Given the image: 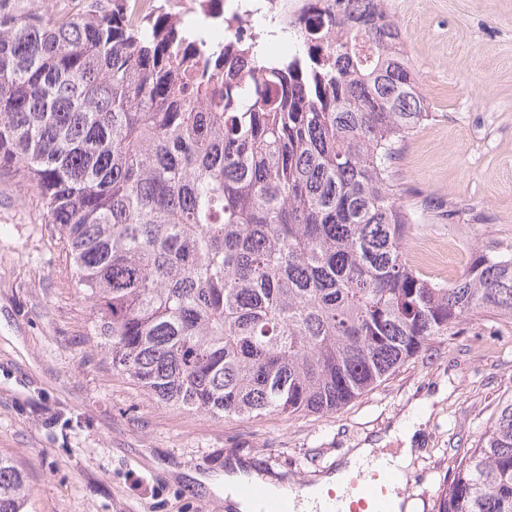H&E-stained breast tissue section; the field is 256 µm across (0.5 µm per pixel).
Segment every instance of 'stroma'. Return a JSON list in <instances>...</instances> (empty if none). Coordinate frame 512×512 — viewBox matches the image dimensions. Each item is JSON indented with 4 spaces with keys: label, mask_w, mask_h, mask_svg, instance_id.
<instances>
[{
    "label": "stroma",
    "mask_w": 512,
    "mask_h": 512,
    "mask_svg": "<svg viewBox=\"0 0 512 512\" xmlns=\"http://www.w3.org/2000/svg\"><path fill=\"white\" fill-rule=\"evenodd\" d=\"M432 118L402 145L395 178L413 191V266L449 284L448 248L512 242V0H390ZM54 225L35 189L0 178V454L23 471L26 512H227L233 459L278 488L312 484L355 448L429 413L404 487L433 512L457 457L512 395V322L475 317L456 336L336 412L213 419L162 407L112 370L88 326Z\"/></svg>",
    "instance_id": "obj_1"
}]
</instances>
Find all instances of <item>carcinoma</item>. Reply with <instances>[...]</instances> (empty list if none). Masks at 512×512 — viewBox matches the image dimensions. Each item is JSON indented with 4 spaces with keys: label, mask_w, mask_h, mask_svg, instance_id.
<instances>
[{
    "label": "carcinoma",
    "mask_w": 512,
    "mask_h": 512,
    "mask_svg": "<svg viewBox=\"0 0 512 512\" xmlns=\"http://www.w3.org/2000/svg\"><path fill=\"white\" fill-rule=\"evenodd\" d=\"M0 0V173L60 230L91 335L156 403L328 413L478 314L512 320V244L442 285L407 256L391 165L431 116L389 0L306 11L301 51L233 50L124 0ZM25 477L0 455V512ZM437 512H512V396Z\"/></svg>",
    "instance_id": "obj_1"
}]
</instances>
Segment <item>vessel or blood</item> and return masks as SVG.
I'll return each instance as SVG.
<instances>
[{"mask_svg":"<svg viewBox=\"0 0 512 512\" xmlns=\"http://www.w3.org/2000/svg\"><path fill=\"white\" fill-rule=\"evenodd\" d=\"M242 494L257 505V512H298L296 496L285 494L277 498L267 496L261 484L249 483ZM395 491L386 471L373 465L354 469L344 494L330 495L322 512H397Z\"/></svg>","mask_w":512,"mask_h":512,"instance_id":"obj_1","label":"vessel or blood"}]
</instances>
